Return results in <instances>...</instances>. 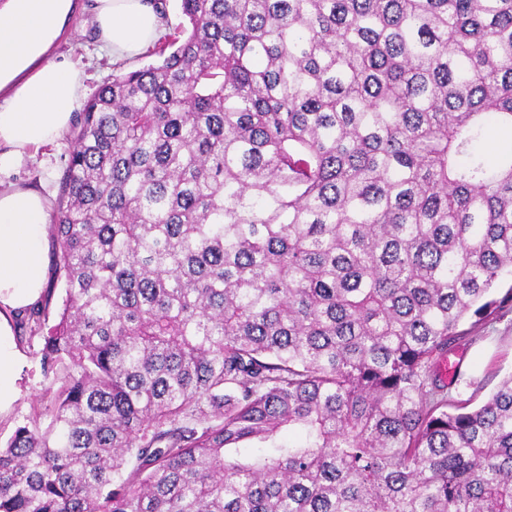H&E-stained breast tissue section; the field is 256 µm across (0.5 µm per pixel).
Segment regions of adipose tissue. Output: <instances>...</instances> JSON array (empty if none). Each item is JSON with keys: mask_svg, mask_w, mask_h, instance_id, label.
Returning <instances> with one entry per match:
<instances>
[{"mask_svg": "<svg viewBox=\"0 0 512 512\" xmlns=\"http://www.w3.org/2000/svg\"><path fill=\"white\" fill-rule=\"evenodd\" d=\"M78 0H0V175L57 141L80 105L83 78L53 51ZM99 41L112 58L140 55L162 32L156 0H95ZM49 203L33 186L0 182V413L15 400L24 355L13 317L47 287Z\"/></svg>", "mask_w": 512, "mask_h": 512, "instance_id": "1", "label": "adipose tissue"}]
</instances>
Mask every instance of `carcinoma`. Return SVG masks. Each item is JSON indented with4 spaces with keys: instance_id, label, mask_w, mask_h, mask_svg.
I'll use <instances>...</instances> for the list:
<instances>
[{
    "instance_id": "cac0c4a2",
    "label": "carcinoma",
    "mask_w": 512,
    "mask_h": 512,
    "mask_svg": "<svg viewBox=\"0 0 512 512\" xmlns=\"http://www.w3.org/2000/svg\"><path fill=\"white\" fill-rule=\"evenodd\" d=\"M180 8L74 127L0 512H512V375L439 371L512 303V0ZM511 146V132L490 123L485 138L476 144L475 150L491 162L495 160L501 149H510Z\"/></svg>"
}]
</instances>
